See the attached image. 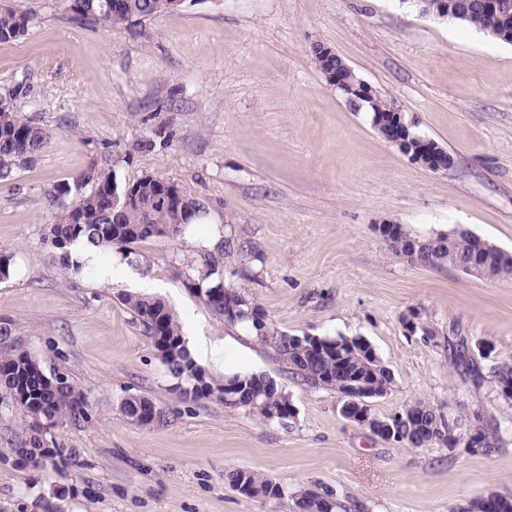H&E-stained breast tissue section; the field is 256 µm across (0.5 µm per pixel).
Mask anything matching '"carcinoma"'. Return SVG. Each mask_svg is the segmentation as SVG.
<instances>
[{"instance_id": "cac0c4a2", "label": "carcinoma", "mask_w": 512, "mask_h": 512, "mask_svg": "<svg viewBox=\"0 0 512 512\" xmlns=\"http://www.w3.org/2000/svg\"><path fill=\"white\" fill-rule=\"evenodd\" d=\"M69 10L78 18H91L111 29H120L136 21L170 13L176 9L173 0H65ZM499 7H475L471 0H460L462 15L455 21L466 24L478 32L499 40L501 34H512V0H497ZM414 7L420 16L437 18L440 0H401ZM32 22L28 13L11 9L0 10V42L17 40L25 36ZM309 55L320 72L340 69L345 95H355L361 78L343 59L330 54L327 46L315 42L309 46ZM394 103L379 93L363 105L369 119L387 120ZM48 132L31 124L10 102L0 99V179H7L14 169L31 163L42 150ZM176 183L144 174L125 185L110 176L95 179L90 189L74 201L66 202L69 190H57L59 212L54 224L48 227L45 241L50 247L53 263L65 274H79L85 268L84 254L96 250H123L129 245L154 238L179 239L189 226L197 223L203 214L199 200L180 190L181 211L158 201L163 185ZM129 191L133 201L124 208H112V192ZM386 247L402 258L415 255V262L427 267L449 266L461 268L478 250V239L470 232L454 228L448 232L420 235L400 227L397 235L385 240ZM482 277L488 280L512 279V257H501L496 249L484 252ZM184 285L203 301L211 314L220 322L242 325L260 345L271 350L287 372L311 388H322L326 377L338 371L336 348L351 352L342 376L372 374L371 383L378 395L387 393L393 383L390 370L382 363H374L361 355V347L348 342L346 336H322L320 341L306 336L291 335L280 330L266 311L246 288L225 285L218 281L207 287L190 278ZM231 294L240 303L238 314L224 315V294ZM122 303L133 314L146 336L153 340L162 363L174 381L172 390L180 397L193 401L218 399L233 408H241L266 422L285 424L288 408L292 404L286 388L273 377L262 372H235L217 376L197 363L189 347L183 345L185 336L175 313L166 302L156 296L137 292L120 295ZM240 380V388L232 400L224 398V380ZM0 392L8 395L27 423L28 438L18 449L20 459L39 467L54 456V450L44 447L43 434L60 422L78 423L88 418L90 402L69 377L60 371L47 373L40 362L28 351L7 346L0 350ZM414 416L411 424L397 429L395 443L411 447L438 445L452 449L460 444H488L482 425V415H472L473 426L461 430L459 421L446 418L440 408L426 400H416L405 406ZM123 417L140 426L154 423L159 408L147 396L131 394L121 400ZM227 479L233 488L245 487L246 497L275 503L279 509L300 506L307 492L303 488L294 493L249 470H233Z\"/></svg>"}]
</instances>
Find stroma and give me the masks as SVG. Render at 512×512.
Segmentation results:
<instances>
[{"label": "stroma", "instance_id": "obj_1", "mask_svg": "<svg viewBox=\"0 0 512 512\" xmlns=\"http://www.w3.org/2000/svg\"><path fill=\"white\" fill-rule=\"evenodd\" d=\"M0 9L35 16L26 36L0 43V96L48 133L30 164L0 180V249L13 256L0 321L91 404L88 421L46 434L56 455L38 468L16 453L22 415L0 404V512H275L229 485L238 468L292 492L331 491L337 512H469L489 494L512 495V400L492 377L512 356V280L408 262L374 231L460 227L512 253V43L399 0H184L120 29L75 18L65 0ZM314 42L394 100L455 166L430 171L382 139L329 87ZM144 174L200 201L191 233L94 253L78 276L52 264L44 237L57 186L75 197L85 177ZM228 238L242 246L230 257ZM208 254L280 330L369 341L393 375L374 414L426 399L465 428L478 411L488 447L414 448L345 420L335 391L294 382L185 287L205 279ZM127 291L164 299L211 372L285 385L295 417L283 425L179 398L120 300ZM461 342L478 376L462 374ZM143 393L161 410L145 427L119 410Z\"/></svg>", "mask_w": 512, "mask_h": 512}]
</instances>
